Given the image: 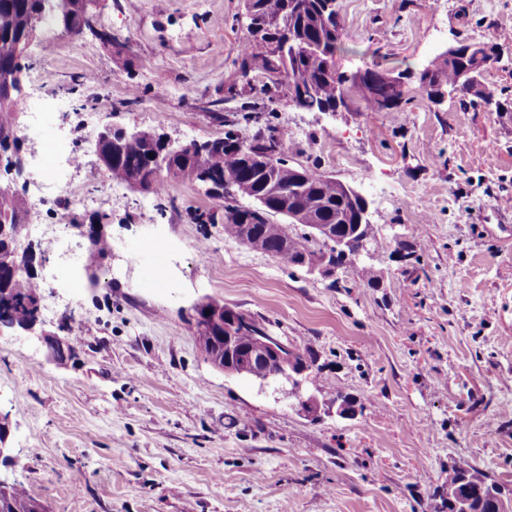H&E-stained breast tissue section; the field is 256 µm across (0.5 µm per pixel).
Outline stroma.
Instances as JSON below:
<instances>
[{
	"mask_svg": "<svg viewBox=\"0 0 512 512\" xmlns=\"http://www.w3.org/2000/svg\"><path fill=\"white\" fill-rule=\"evenodd\" d=\"M336 7L355 49L341 69L416 73L450 45L495 37L501 61L487 78L512 98V0ZM243 12V0H106L96 31L38 25L21 99L27 167L49 142L56 157L86 156L71 183L114 193L74 221L104 225L112 254L92 285L87 239L70 238L62 257L52 235H31L47 257L40 319L74 349L59 360L42 332L0 330L16 459L0 475L49 512H432L454 462L512 487V208L497 203L512 196V112L437 107L413 79L397 112L355 99L333 118L299 109L283 87L241 82ZM218 112L249 135L292 132L290 164L363 194L379 287L287 269L226 237L221 202L198 187L172 181L158 196L111 181L79 133L88 114L97 129L205 141L224 133ZM198 212L216 223H196ZM152 255L160 288L143 278ZM69 275L78 287H65ZM207 298L314 352L323 369L304 391L326 413L305 417L281 385L212 367L190 317ZM334 387L357 399L355 417L336 415Z\"/></svg>",
	"mask_w": 512,
	"mask_h": 512,
	"instance_id": "stroma-1",
	"label": "stroma"
}]
</instances>
